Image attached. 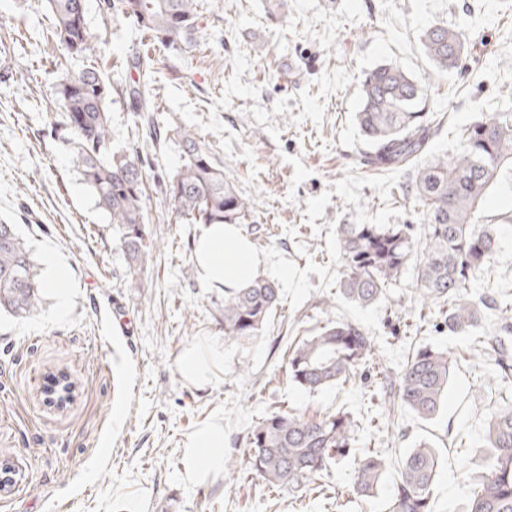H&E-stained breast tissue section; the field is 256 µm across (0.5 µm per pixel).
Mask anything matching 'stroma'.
I'll return each mask as SVG.
<instances>
[{
	"label": "stroma",
	"mask_w": 512,
	"mask_h": 512,
	"mask_svg": "<svg viewBox=\"0 0 512 512\" xmlns=\"http://www.w3.org/2000/svg\"><path fill=\"white\" fill-rule=\"evenodd\" d=\"M96 64L135 52L152 55L161 128H189L224 164L225 176L255 207L238 230L266 261L281 305L263 335L224 336V293L203 284L189 256L201 231L179 224L154 185L182 164L174 141L152 145L129 99L112 98V137L141 141L150 159L144 210L156 243L142 285L128 288L126 257L109 215L83 182L65 128L51 126L56 46L39 42L49 25L40 0H0V41L13 58L0 72V223L17 225L41 269L63 266L62 290L40 314L0 315V459L19 483L0 493V512H387L388 493L361 498L351 488L357 454L397 461L424 439L443 473L433 512H462L465 473L479 458L486 421L512 405V381L452 339L437 309L421 306L404 274L370 307L339 293L336 227L413 224L415 202L402 173L376 175L355 122L365 71L395 63L421 78L430 71L420 44L429 25L466 29L459 70L429 88L447 120L432 147L454 155L458 132L478 114L512 109V0H198L201 36L181 51L143 40L128 21L86 0ZM485 216L509 215L498 252L471 280L474 291L512 293V174L483 203ZM362 324L374 361L347 382L315 394L288 379L286 347L327 321ZM424 345L450 350L448 398L430 421L402 414L385 430L383 371L399 372ZM224 350L214 381L182 377L190 347ZM66 372L76 391L63 408L42 387ZM351 414L354 456L323 478L329 489H266L247 471L185 477V444L214 418L224 421V456L243 459L246 436L263 413Z\"/></svg>",
	"instance_id": "35a3bbf8"
}]
</instances>
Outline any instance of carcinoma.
<instances>
[{"mask_svg":"<svg viewBox=\"0 0 512 512\" xmlns=\"http://www.w3.org/2000/svg\"><path fill=\"white\" fill-rule=\"evenodd\" d=\"M50 26L46 43L62 48L56 62L63 76L52 93L62 104L60 124L71 134L82 180L110 215L127 256L128 287L141 286L152 258L144 212V166L149 163L137 143L112 145V94L130 99L134 111L153 112L154 59L138 54L114 66L131 74L112 81L95 66V45L86 22V0H44ZM108 14L130 20L150 40L174 49L191 46L199 32L197 0H103ZM432 70L417 79L394 64L366 73L356 113L369 146L367 165L376 172L402 171L416 196L422 238L412 224H339L336 251L341 267L340 293L368 307L409 269L422 303L440 308L450 336H468L487 312L497 311L496 335L477 338L474 348L488 354L504 378L512 376V305L468 293L470 278L497 252L499 224L484 222L482 204L489 189L512 171V114L496 112L459 131L462 151L421 163L444 121L431 111L428 87L457 71L469 42L468 33L440 23L420 38ZM86 61L67 75L64 61ZM181 147L180 168L158 181L177 224H241L253 209L224 176L211 148L188 129H174ZM46 293L31 249L15 224H0V311L27 318L42 310ZM280 305L274 281L257 276L246 288L224 289V337H256ZM371 337L355 321L324 324L290 345L288 375L308 393L346 380L372 360ZM452 359L446 350L424 346L407 358L390 382L384 426L395 425V412L407 409L420 419H434L448 394ZM356 423L336 411L306 416L276 408L263 414L248 434L247 467L269 487L309 486L345 458L355 441ZM482 458L471 473L465 512H512V407L490 416L481 442ZM387 465L376 452L362 455L354 473V494L372 498L382 488ZM441 473L438 450L419 440L409 448L391 484L388 512H432L434 485Z\"/></svg>","mask_w":512,"mask_h":512,"instance_id":"carcinoma-1","label":"carcinoma"}]
</instances>
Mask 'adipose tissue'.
<instances>
[{
    "instance_id": "obj_1",
    "label": "adipose tissue",
    "mask_w": 512,
    "mask_h": 512,
    "mask_svg": "<svg viewBox=\"0 0 512 512\" xmlns=\"http://www.w3.org/2000/svg\"><path fill=\"white\" fill-rule=\"evenodd\" d=\"M195 266L202 282L212 288H243L253 279L261 262L235 225L209 224L198 237ZM188 479L215 469L224 460V421L216 419L197 431L186 445Z\"/></svg>"
}]
</instances>
